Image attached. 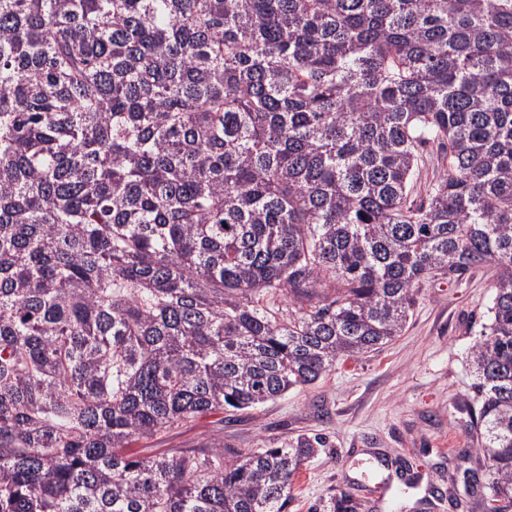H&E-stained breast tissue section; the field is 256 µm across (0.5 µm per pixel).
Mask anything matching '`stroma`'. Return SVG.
<instances>
[{"label": "stroma", "mask_w": 512, "mask_h": 512, "mask_svg": "<svg viewBox=\"0 0 512 512\" xmlns=\"http://www.w3.org/2000/svg\"><path fill=\"white\" fill-rule=\"evenodd\" d=\"M494 275L485 266L457 281L429 280L401 336L379 350L282 398L205 415L135 447L217 438L236 453L319 437L324 445L295 477L284 512H484L464 402Z\"/></svg>", "instance_id": "35a3bbf8"}]
</instances>
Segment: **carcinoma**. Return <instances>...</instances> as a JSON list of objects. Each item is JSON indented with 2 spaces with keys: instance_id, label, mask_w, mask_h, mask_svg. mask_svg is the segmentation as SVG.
Wrapping results in <instances>:
<instances>
[{
  "instance_id": "cac0c4a2",
  "label": "carcinoma",
  "mask_w": 512,
  "mask_h": 512,
  "mask_svg": "<svg viewBox=\"0 0 512 512\" xmlns=\"http://www.w3.org/2000/svg\"><path fill=\"white\" fill-rule=\"evenodd\" d=\"M487 265L466 407L512 512V0H0V512H283L318 438L131 444Z\"/></svg>"
}]
</instances>
